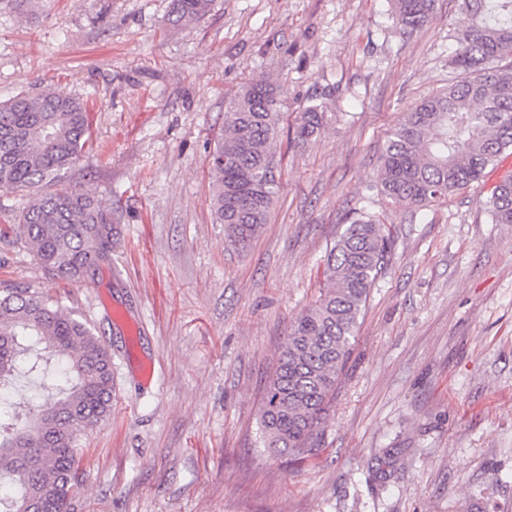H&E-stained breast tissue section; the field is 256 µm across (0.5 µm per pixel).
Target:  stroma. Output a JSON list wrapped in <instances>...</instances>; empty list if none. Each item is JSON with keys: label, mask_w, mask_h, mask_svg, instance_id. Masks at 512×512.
I'll return each mask as SVG.
<instances>
[{"label": "stroma", "mask_w": 512, "mask_h": 512, "mask_svg": "<svg viewBox=\"0 0 512 512\" xmlns=\"http://www.w3.org/2000/svg\"><path fill=\"white\" fill-rule=\"evenodd\" d=\"M172 0H35L0 6V101L84 100L93 151L67 186L112 206V263L62 298L112 350V417L84 438L70 512H512V224L480 180L417 208L377 188L386 134L445 89L467 24L437 0L406 34L389 0H214L189 26ZM262 77L282 90L270 221L246 251L224 243L209 152L228 98ZM393 250L371 290L317 456L259 448L265 386L295 317L319 295L328 248L353 213ZM55 290L0 240V282ZM152 365L151 383L141 380ZM327 120V112L322 106L313 105L303 109L292 131V140L304 143L316 135Z\"/></svg>", "instance_id": "35a3bbf8"}]
</instances>
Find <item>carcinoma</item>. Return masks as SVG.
Segmentation results:
<instances>
[{"label":"carcinoma","instance_id":"1","mask_svg":"<svg viewBox=\"0 0 512 512\" xmlns=\"http://www.w3.org/2000/svg\"><path fill=\"white\" fill-rule=\"evenodd\" d=\"M436 0H392L405 31L425 25ZM470 23L455 35L450 66L459 79L405 113L387 135L379 185L388 198L423 207L478 180L512 149V0H460ZM212 0H174L172 23L203 18ZM327 120L303 109L292 140ZM280 89L259 78L228 99L209 154L211 211L225 242L248 249L279 193ZM91 152L83 100L50 92L0 102V190L25 193L15 235L52 275L71 282L112 264V207L75 189L50 191ZM493 224H512V179L484 203ZM392 240L366 213L330 247L319 297L290 325L258 414L259 447L295 461L319 451L326 408L353 351L359 317L387 270ZM26 378L44 390L29 412L13 401ZM112 353L82 316L32 283L0 286V512H70L82 438L112 416Z\"/></svg>","mask_w":512,"mask_h":512}]
</instances>
